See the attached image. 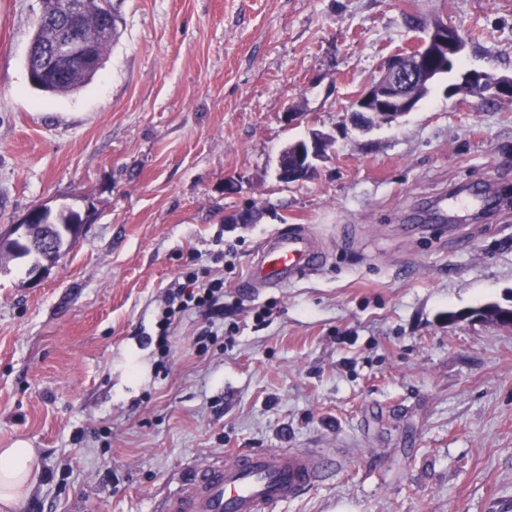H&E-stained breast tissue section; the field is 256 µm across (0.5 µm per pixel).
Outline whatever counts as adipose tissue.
<instances>
[{
    "label": "adipose tissue",
    "instance_id": "1",
    "mask_svg": "<svg viewBox=\"0 0 512 512\" xmlns=\"http://www.w3.org/2000/svg\"><path fill=\"white\" fill-rule=\"evenodd\" d=\"M36 475V453L25 441L0 448V512H22Z\"/></svg>",
    "mask_w": 512,
    "mask_h": 512
}]
</instances>
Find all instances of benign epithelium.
Segmentation results:
<instances>
[{
    "label": "benign epithelium",
    "instance_id": "benign-epithelium-1",
    "mask_svg": "<svg viewBox=\"0 0 512 512\" xmlns=\"http://www.w3.org/2000/svg\"><path fill=\"white\" fill-rule=\"evenodd\" d=\"M84 0H60L50 24L55 30L52 42L36 47L29 45L28 66L47 75L64 71L80 64L89 71L100 67L99 59L80 37V21L83 17ZM466 50V41L459 31L448 22L438 19L427 31L426 36L410 50L388 58L383 72L351 102L350 113H361L367 118L364 124L353 123V127L366 131L374 123H394L417 107L419 93L430 88L443 74L433 69L438 59L458 61ZM489 71L472 69L465 73L459 85L448 90V96L456 95L492 98L498 102L512 103V76H493ZM331 138L321 132L312 131L309 136L296 140L282 150L277 163V176L292 183L307 179L316 171L317 162L322 160ZM25 248L48 253L44 263L33 265L27 270L29 280H42L57 263L52 249V237L47 235L35 242H21Z\"/></svg>",
    "mask_w": 512,
    "mask_h": 512
}]
</instances>
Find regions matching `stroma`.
Returning <instances> with one entry per match:
<instances>
[{
    "label": "stroma",
    "mask_w": 512,
    "mask_h": 512,
    "mask_svg": "<svg viewBox=\"0 0 512 512\" xmlns=\"http://www.w3.org/2000/svg\"><path fill=\"white\" fill-rule=\"evenodd\" d=\"M118 36L74 93L33 89L40 0H0V235L31 208L85 224L39 283L0 265V448L27 441L24 512H154L195 466L305 448L332 467L276 512H512V106L433 84L363 133L354 96L446 19L464 65L512 75V0H112ZM333 140L312 178L290 142ZM239 185L224 191L225 181ZM464 190L485 208L454 211ZM252 209L250 224L224 217ZM306 227L325 267L242 282ZM224 312L146 340L183 272ZM213 337L199 346L204 329ZM331 142L329 136L318 131H311L308 137L293 141L288 149H283L279 155L278 179L290 181H282L288 184L308 179L307 175L314 174L317 161L325 157Z\"/></svg>",
    "instance_id": "35a3bbf8"
}]
</instances>
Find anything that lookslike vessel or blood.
Returning <instances> with one entry per match:
<instances>
[{
	"label": "vessel or blood",
	"mask_w": 512,
	"mask_h": 512,
	"mask_svg": "<svg viewBox=\"0 0 512 512\" xmlns=\"http://www.w3.org/2000/svg\"><path fill=\"white\" fill-rule=\"evenodd\" d=\"M325 262L320 241L305 228L275 233L250 265L246 286H284ZM323 476L322 462L304 449L234 451L194 468L159 503L157 512H274L280 504L304 495Z\"/></svg>",
	"instance_id": "vessel-or-blood-1"
}]
</instances>
